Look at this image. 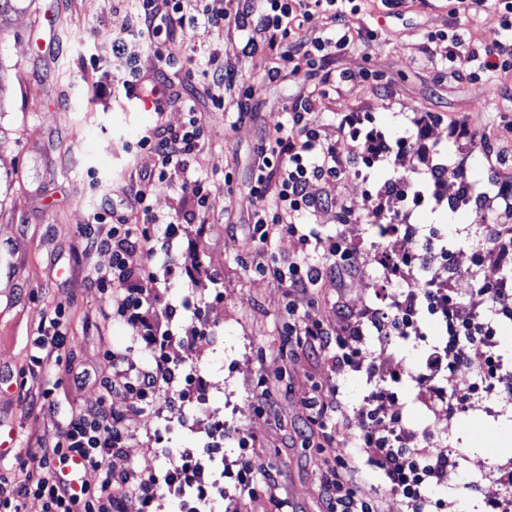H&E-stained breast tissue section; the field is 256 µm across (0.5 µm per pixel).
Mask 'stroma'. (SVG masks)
<instances>
[{"label":"stroma","mask_w":512,"mask_h":512,"mask_svg":"<svg viewBox=\"0 0 512 512\" xmlns=\"http://www.w3.org/2000/svg\"><path fill=\"white\" fill-rule=\"evenodd\" d=\"M133 11L132 0H23L19 11L0 22V76L6 82L0 93V428L15 431L25 446L54 443L71 411L99 404L105 350L124 348L132 361H140L139 350L131 346L137 327L102 317L101 299L87 286L89 273L108 268L111 255L84 251L81 233L102 195L118 200L140 186L141 173L152 161L137 152V141L157 120L181 126L185 115L173 97L191 91L205 134L189 165L215 184L210 209L199 223H190V207L177 182H154L149 190L159 220L156 252L150 257L136 250L127 261L134 268L184 263L181 245H167L162 238L163 222L173 216L188 219L191 234L205 226L198 268L192 278L171 281L167 297L178 307L186 298L199 306L195 314L179 308L172 329L193 337L191 356L208 384L192 418L184 422L173 418L167 398L151 402L129 423L133 437L126 454L138 471L157 472L169 464L161 446L176 453L215 448L224 461L219 512H325L321 478L335 465L343 441L358 434L367 396L388 367L417 369L426 346L441 341L443 317L426 316L417 338L367 339V371L348 367L339 372L328 357L289 345L288 291L260 267L293 257L296 244L283 236L273 238L265 251L252 248L249 188L258 145L283 121V105L296 104L308 87L317 86L313 118L322 136L340 140L343 159L362 169L363 176L316 183L318 194L336 201L316 214V229L351 243L377 239L386 252H404L409 244L401 234L379 235L384 212L403 208L398 196L387 194L385 182L400 175L414 179L442 163L433 141L456 148L461 167L473 177L512 182V71L492 80L471 76L449 62L447 43L427 41L428 32L453 25L448 0H402L397 6L363 0L359 13L346 15L345 25L375 30V42L350 45L314 74H288L272 83L263 77L274 52L240 53L245 33L239 27L230 24L210 36L184 27L168 42L166 54L183 61L195 53L204 60L219 49L225 69L236 79L226 86L225 100L236 98L237 81L255 83L250 102L255 118L233 123L230 114L212 108L205 80L177 69L168 71L161 88L167 105L159 115L127 97L122 81L129 61L111 47L113 39L124 36ZM105 81L112 92L102 96L96 86ZM340 112L357 113L363 131L386 138L416 120L424 125L412 147L368 164L354 158L356 142L338 138L334 116ZM228 175L233 178L230 193L224 190ZM409 221L461 234L453 265H434L430 275L444 282L449 268H456L458 293L471 310L485 312L488 291L501 277L512 276V264L500 266V251L480 235L481 225L500 223L498 205L455 212L417 207ZM475 274L485 293L471 284ZM386 276L379 266L330 275L298 302L333 332L344 324L341 306L363 309ZM60 303L67 344L58 360L34 366L37 340ZM72 366L88 373L82 388L69 379ZM262 386L270 400L260 410L254 396ZM48 389L55 403L50 415L38 409ZM412 397L409 385L400 384L395 399L379 402V410L387 415L406 405L412 424L429 422L441 442L469 451L465 468L449 472L438 493L452 502L467 496L470 512L502 503L512 493V399L473 395L463 407L447 405L428 417ZM313 401L332 407L330 434L310 423ZM215 411L224 422L220 438L209 434L208 415ZM479 429L500 433L504 445L487 453L476 450ZM245 454L258 463L247 475L239 463ZM474 475L482 476L481 487L463 491ZM350 480L358 494L377 499L378 512H403L365 456L352 459Z\"/></svg>","instance_id":"1"}]
</instances>
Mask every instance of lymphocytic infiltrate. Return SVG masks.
Instances as JSON below:
<instances>
[{
	"label": "lymphocytic infiltrate",
	"mask_w": 512,
	"mask_h": 512,
	"mask_svg": "<svg viewBox=\"0 0 512 512\" xmlns=\"http://www.w3.org/2000/svg\"><path fill=\"white\" fill-rule=\"evenodd\" d=\"M491 2L501 37L484 50L473 48L470 41L456 32L427 35L432 43L449 42L455 59L476 75L494 76L512 70V0ZM357 9L356 0H259L258 7L246 14L250 15L254 30L264 33L266 42L262 45L276 52L281 66L297 73L322 67L336 51L354 43L355 35L343 27L342 19L347 12ZM316 12L330 14L334 30L328 37L309 43L303 39L301 30L307 17ZM246 14L235 5L225 11L213 9L209 0H136L126 35L112 43L113 50L127 54L132 63L122 81L126 94L137 93L151 99L155 112H162L157 84L165 70L174 65L163 52L165 43L185 24L200 25L209 33L239 22ZM262 45L248 36L241 41L240 50L251 53ZM144 51L152 52L157 61L153 73L141 72L136 64ZM180 103L187 114L184 126L174 128L160 123L138 141L140 151L152 160L142 176V188L119 200L103 199L93 216V226L87 227L83 236L85 250L107 251L112 256L109 269L88 276L90 287L104 301V312L142 327L136 345L145 354L143 362H130L121 351H104L102 359L107 372L100 385L107 394L118 388L135 393L140 404L127 415L106 404L71 413L55 443L27 449L25 458L19 459L25 473L23 481H0V512H22L25 500L30 497L40 500L42 512H125L124 502L131 495L147 507L171 490L192 489L200 502L211 496L213 485L191 451H183L179 461L169 468L148 475L137 472L125 454L132 437L127 424L129 416L142 415L145 405L162 393L169 395L178 415H185L192 394L206 386L200 367L187 354L191 341H177L172 330L161 329L149 317L160 301L153 286L160 277L173 276V268H164L159 274L146 269L137 273L127 262L131 251L141 250L150 255L155 252L151 226L157 218L148 184L177 180L194 212L204 213L210 208L212 181L191 175L185 164L187 157L199 149L203 124L191 96H181ZM342 172L336 144L323 139L308 113L296 108L286 109L283 122L274 132L265 134L259 144L250 188L257 228L253 244L262 251L273 235L295 240L297 260L285 266L274 263L262 268L263 273L290 292H305L324 271L358 264L355 249L342 240L322 237L308 227L311 215L327 205L326 199L314 193V184ZM104 224L109 227L105 233L100 230ZM292 316L289 335L322 351L341 369L366 361L365 327H373L379 333L387 331L393 323L409 328L415 325L418 313L411 309L391 315L381 309L367 322L353 315L332 341L327 340L323 325L308 312L296 310ZM177 342L182 344L184 355L172 354ZM400 381L397 375L384 378L382 385L369 395L370 406L363 414L360 435L351 450L337 455L335 469L323 475L326 512H378L375 499L359 496L348 485L349 461L356 452L366 456L379 470L387 491L399 499L407 512H443L445 501L433 497L429 489L430 480L442 478L448 470L443 454L399 444L392 432L403 425L401 413L384 416L377 407L378 401L390 396L392 386ZM382 422L388 428L384 434L377 430ZM77 456L83 459V467L67 473V466Z\"/></svg>",
	"instance_id": "1"
}]
</instances>
